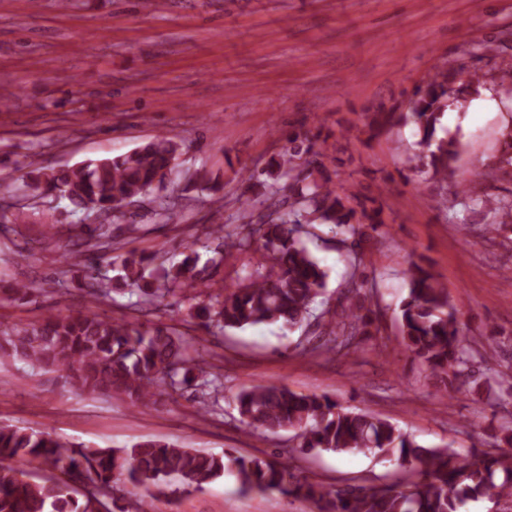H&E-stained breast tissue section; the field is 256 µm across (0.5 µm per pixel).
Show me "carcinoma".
<instances>
[{
    "label": "carcinoma",
    "mask_w": 512,
    "mask_h": 512,
    "mask_svg": "<svg viewBox=\"0 0 512 512\" xmlns=\"http://www.w3.org/2000/svg\"><path fill=\"white\" fill-rule=\"evenodd\" d=\"M481 76L470 74L465 85L454 86L448 72L437 71L414 88L406 111L393 105L372 113L367 123L376 137L402 123L420 130V151L408 158L416 174L447 180L454 173L462 149L453 137L437 135L444 109L452 102L463 108L479 95ZM182 144L168 134L127 153L91 159L77 167L53 170L31 161L23 186L33 199L54 192L82 210L108 214L129 200L141 201L169 179L177 166ZM324 150L306 130L288 134L278 158L262 170L242 177L253 196L244 204L263 207L258 215L225 230L216 227L218 241L212 261L218 268L227 255L265 250L264 258L235 283L224 287L223 299L198 303L190 316L207 330L221 332L263 323L278 324L290 332L316 323L327 336V354H347L360 338L380 333L373 309L375 284L363 263L370 232L383 223L381 209L360 201L338 187L323 162ZM484 206L512 224V199L489 195ZM326 224L342 235L350 276L336 302L326 294L327 272L303 244ZM68 232L65 256H78L98 239L102 251L112 254L116 275H87L86 294L96 300L128 287L138 295L147 315L168 298L187 289L212 288L198 268L199 253L184 246L183 259L169 266L155 264V256L134 249L115 252L108 225L58 224ZM407 296L399 307L402 343L430 376L457 392L512 396V384L498 375L475 370L468 346V327L435 275L418 262L407 269ZM32 293L29 284L0 286L1 302H22ZM187 337L159 322H138L102 315L90 309L49 314L41 320L0 332V361H23L47 373H56L63 385L79 392L108 396L123 394L136 407L146 406L162 393L169 396L189 389L202 394L223 387L202 357L189 353ZM234 407L244 430L292 433L300 452H377L390 456L409 475L401 485L328 489L316 479L298 476L288 462L258 456H218L184 448L164 440H146L130 448H93L77 445L44 431L0 425V512H147L153 490L163 482L178 481L201 488L233 471L243 492L278 494L303 499L315 512H461L470 501L495 495L512 502V451L497 454L491 448L512 446V426L500 428L490 449L468 455L444 448H425L390 421L366 410L347 409L327 395L298 393L286 386L258 385L238 392ZM19 456L61 470L68 479L38 478L11 464ZM124 478L144 494L133 509L119 504L114 483Z\"/></svg>",
    "instance_id": "obj_1"
}]
</instances>
